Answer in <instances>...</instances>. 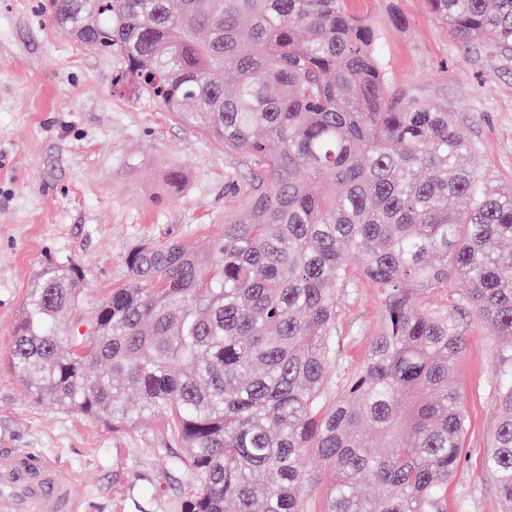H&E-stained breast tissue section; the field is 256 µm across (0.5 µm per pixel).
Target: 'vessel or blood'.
Masks as SVG:
<instances>
[{
    "label": "vessel or blood",
    "instance_id": "b4317fda",
    "mask_svg": "<svg viewBox=\"0 0 512 512\" xmlns=\"http://www.w3.org/2000/svg\"><path fill=\"white\" fill-rule=\"evenodd\" d=\"M73 479L46 456L0 451V512H76Z\"/></svg>",
    "mask_w": 512,
    "mask_h": 512
}]
</instances>
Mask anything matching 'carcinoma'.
<instances>
[{
  "label": "carcinoma",
  "mask_w": 512,
  "mask_h": 512,
  "mask_svg": "<svg viewBox=\"0 0 512 512\" xmlns=\"http://www.w3.org/2000/svg\"><path fill=\"white\" fill-rule=\"evenodd\" d=\"M428 4L462 45L512 48V0ZM45 12L112 56L115 86L249 166L227 175L242 210L205 251L133 248L135 287L112 289L87 324L63 325L84 304L82 268L39 269L8 352L26 391L114 429L161 425L196 473L186 512H447L468 427L449 381L468 312L502 339L484 469L512 503V187L468 165L474 144L449 113L391 93L372 26L347 0ZM362 280L381 322L352 370L336 353L338 296ZM434 288L449 305L417 300ZM309 452L328 470L319 503L303 495L322 479L298 466Z\"/></svg>",
  "instance_id": "obj_1"
}]
</instances>
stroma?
Masks as SVG:
<instances>
[{
	"label": "stroma",
	"mask_w": 512,
	"mask_h": 512,
	"mask_svg": "<svg viewBox=\"0 0 512 512\" xmlns=\"http://www.w3.org/2000/svg\"><path fill=\"white\" fill-rule=\"evenodd\" d=\"M45 0H0V449L59 460L80 512H184L196 481L186 449L152 423L115 430L33 400L7 362L20 307L48 261L86 274V304L131 285L135 246L168 238L196 250L239 207L228 171L243 159L112 85L111 56L87 50L48 21ZM370 21L391 89L451 112L476 151L474 167L512 185V49L463 47L427 0H348ZM182 181L171 185V170ZM336 344L362 365L377 324L376 289L339 298ZM466 351L452 378L466 398L468 430L448 512H507L483 470L501 416L499 336L462 320Z\"/></svg>",
	"instance_id": "obj_1"
}]
</instances>
